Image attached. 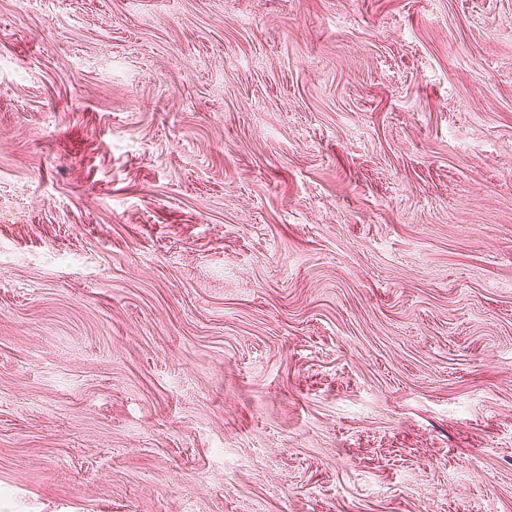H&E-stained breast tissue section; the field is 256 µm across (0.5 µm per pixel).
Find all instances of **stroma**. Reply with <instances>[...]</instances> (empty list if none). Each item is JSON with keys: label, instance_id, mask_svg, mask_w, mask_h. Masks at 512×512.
Listing matches in <instances>:
<instances>
[{"label": "stroma", "instance_id": "35a3bbf8", "mask_svg": "<svg viewBox=\"0 0 512 512\" xmlns=\"http://www.w3.org/2000/svg\"><path fill=\"white\" fill-rule=\"evenodd\" d=\"M0 512H512V0H0Z\"/></svg>", "mask_w": 512, "mask_h": 512}]
</instances>
